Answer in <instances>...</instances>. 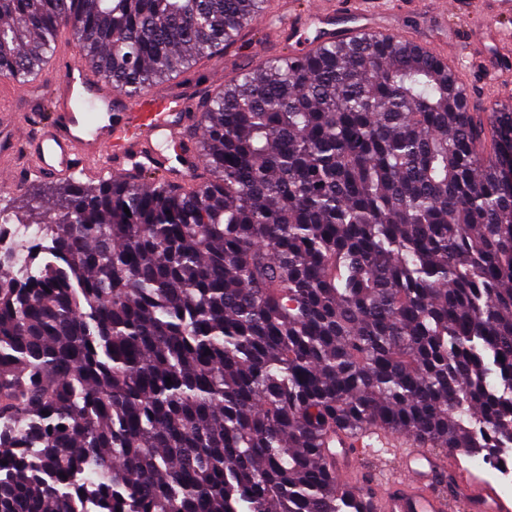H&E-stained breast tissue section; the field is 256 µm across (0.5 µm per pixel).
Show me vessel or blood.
Masks as SVG:
<instances>
[{
	"label": "vessel or blood",
	"instance_id": "b4317fda",
	"mask_svg": "<svg viewBox=\"0 0 512 512\" xmlns=\"http://www.w3.org/2000/svg\"><path fill=\"white\" fill-rule=\"evenodd\" d=\"M375 27L360 0H316L310 12L289 15L281 34L294 53L305 54L320 43L352 40ZM55 56L50 83L0 85L1 183L32 174L46 180L78 174L117 179L131 161L146 170H164L171 182H192L200 157L185 129L193 118L198 87L183 83L162 94L148 90L120 107L111 89L72 56L66 36H58ZM28 88L45 89L52 112L14 111L15 96ZM165 142L183 148L177 167L164 166L158 147ZM333 446L341 489L366 496L371 512H448L437 482L449 471L466 512H506L491 483L457 468L456 453L442 456L414 437L381 430L357 437L340 434ZM359 458L373 461L370 475L357 470Z\"/></svg>",
	"mask_w": 512,
	"mask_h": 512
}]
</instances>
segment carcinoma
Returning <instances> with one entry per match:
<instances>
[{
    "instance_id": "1",
    "label": "carcinoma",
    "mask_w": 512,
    "mask_h": 512,
    "mask_svg": "<svg viewBox=\"0 0 512 512\" xmlns=\"http://www.w3.org/2000/svg\"><path fill=\"white\" fill-rule=\"evenodd\" d=\"M269 9L0 0V77L65 28L132 97ZM465 95L409 42H327L200 97L193 185L0 205L48 237L23 277L0 258V512H362L332 433L512 446V104Z\"/></svg>"
}]
</instances>
